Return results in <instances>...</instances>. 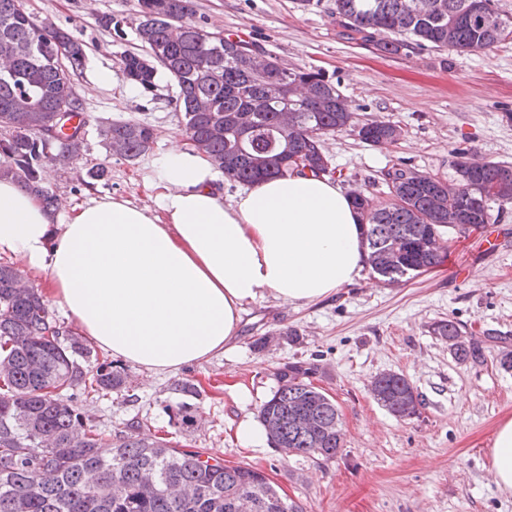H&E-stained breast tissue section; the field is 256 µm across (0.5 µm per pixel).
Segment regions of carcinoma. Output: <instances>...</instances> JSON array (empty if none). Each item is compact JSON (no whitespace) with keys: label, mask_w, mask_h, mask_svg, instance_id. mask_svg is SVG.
Instances as JSON below:
<instances>
[{"label":"carcinoma","mask_w":512,"mask_h":512,"mask_svg":"<svg viewBox=\"0 0 512 512\" xmlns=\"http://www.w3.org/2000/svg\"><path fill=\"white\" fill-rule=\"evenodd\" d=\"M416 0H334L350 41L375 42L396 54L418 47L450 48L461 54L490 51L512 39V16L491 7L494 19L472 13L474 0H430L434 8L416 11ZM137 32L145 53L121 58L124 78L144 91L155 87L164 69L179 88L177 103L184 130L230 182L253 184L294 170L332 175L324 136L347 128L372 145L392 142L390 122H356L355 112L336 86L316 69L283 70L292 86L295 137L278 134L275 90L245 64L249 43L221 37L204 40L205 28L190 20L191 0H139ZM381 39H375V36ZM0 156L9 175L37 194L44 207L54 197L43 186L48 165H64L81 154L79 133L84 106L74 76L85 60L84 44L66 31L38 21L25 0H0ZM77 121L56 125L58 113ZM109 153L133 163L145 156L153 129L120 121L102 130ZM453 179L426 175L413 180L404 169L385 174L388 194L397 202L372 205L355 190L354 208L368 217L364 243L373 273L389 283L409 280L443 261L434 246L445 229H469L491 220L490 203L512 204V164L471 162L469 187L460 189L457 162ZM25 277L0 264V512H234L240 494L253 496L257 512H303L280 494L264 472L224 460L197 448L141 433L145 424L112 436L88 425L70 390L105 398L127 388V375L91 364V347L50 314L42 295L24 288ZM448 342L454 358L473 365L496 361L512 369V338L488 330L466 335L453 320L432 325ZM317 367L292 362L279 371L280 385L259 410L261 422L281 420L270 437L288 456L332 461L343 452L341 421L333 400L315 387ZM372 383L381 392H414L397 373H382Z\"/></svg>","instance_id":"carcinoma-1"}]
</instances>
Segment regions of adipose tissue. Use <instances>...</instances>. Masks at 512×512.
<instances>
[{"label":"adipose tissue","instance_id":"ef3b65f1","mask_svg":"<svg viewBox=\"0 0 512 512\" xmlns=\"http://www.w3.org/2000/svg\"><path fill=\"white\" fill-rule=\"evenodd\" d=\"M151 168L156 209L92 197L57 224L36 194L0 178V254L48 276L82 334L114 358L174 373L231 350L257 298L309 304L360 277L362 218L328 177L265 179L228 204L195 148L173 144ZM491 457L496 485L512 492V419Z\"/></svg>","mask_w":512,"mask_h":512}]
</instances>
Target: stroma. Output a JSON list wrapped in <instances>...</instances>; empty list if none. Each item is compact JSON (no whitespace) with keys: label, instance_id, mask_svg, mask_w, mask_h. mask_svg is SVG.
Returning <instances> with one entry per match:
<instances>
[{"label":"stroma","instance_id":"1","mask_svg":"<svg viewBox=\"0 0 512 512\" xmlns=\"http://www.w3.org/2000/svg\"><path fill=\"white\" fill-rule=\"evenodd\" d=\"M40 21L62 28L86 46L74 77L87 123L76 164L47 168L45 187L68 203L111 195L155 208L148 188L151 156L171 140H185L176 107L178 87L159 73L153 92L128 97L121 73L125 53H138L139 0H25ZM194 19L206 30L242 39L284 66L322 70L364 122L399 127L398 141L372 145L357 131L325 136L332 166L349 191L374 197L387 191L384 174L394 168L453 178L452 151L479 161L512 163V41L491 51L407 48L384 54L371 42L346 40L333 0H193ZM111 17L106 28L99 17ZM103 70L112 85L94 89ZM133 120L154 130L151 155L136 163L109 155L102 128ZM105 166L106 177L90 171ZM492 223L506 231L495 252L483 251L482 229L451 232L445 261L408 282L388 286L371 270L336 294L294 307L271 296L246 305L236 347L174 373L150 374L99 351L100 360L128 376V389L104 400L84 399L89 422L107 433L148 423L159 436L223 458L251 464L269 475L303 512H512V493L491 475L498 426L512 418V370L495 358L482 365L455 360L433 323L453 319L467 333L495 330L512 336V204L492 206ZM466 268L465 276L454 273ZM296 331L288 341L286 331ZM315 364L314 386L327 393L341 415L344 450L317 463L285 456L273 444L246 448L236 436L240 420L258 419L260 406L277 389L279 368ZM406 376L422 402L417 417L396 419L371 396L376 375ZM200 384V397L177 391ZM250 392L235 400L233 388Z\"/></svg>","mask_w":512,"mask_h":512}]
</instances>
